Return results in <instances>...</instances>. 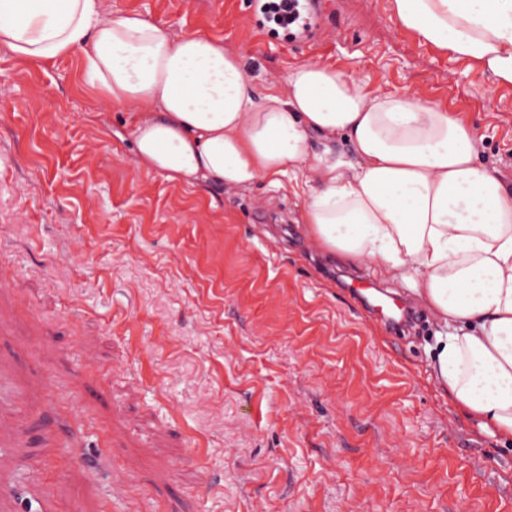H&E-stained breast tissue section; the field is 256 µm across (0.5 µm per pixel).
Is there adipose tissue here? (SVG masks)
<instances>
[{"label":"adipose tissue","mask_w":512,"mask_h":512,"mask_svg":"<svg viewBox=\"0 0 512 512\" xmlns=\"http://www.w3.org/2000/svg\"><path fill=\"white\" fill-rule=\"evenodd\" d=\"M388 9L421 43L512 85V0ZM0 47L30 64L77 57L100 103L130 109L145 172L301 197L313 247L410 291L441 327L430 376L483 430L512 438V187L480 163L463 118L316 60L259 95L239 49L105 0H0Z\"/></svg>","instance_id":"adipose-tissue-1"}]
</instances>
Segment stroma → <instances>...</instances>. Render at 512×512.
Instances as JSON below:
<instances>
[{"label":"stroma","instance_id":"1","mask_svg":"<svg viewBox=\"0 0 512 512\" xmlns=\"http://www.w3.org/2000/svg\"><path fill=\"white\" fill-rule=\"evenodd\" d=\"M106 4L238 47L260 94L312 59L436 101L512 181V86L387 0H323L312 42L270 36L253 0ZM130 124L76 58L0 48V512H512V440L438 389L410 292L312 249L287 190L144 173ZM352 280L416 314L404 338Z\"/></svg>","mask_w":512,"mask_h":512}]
</instances>
